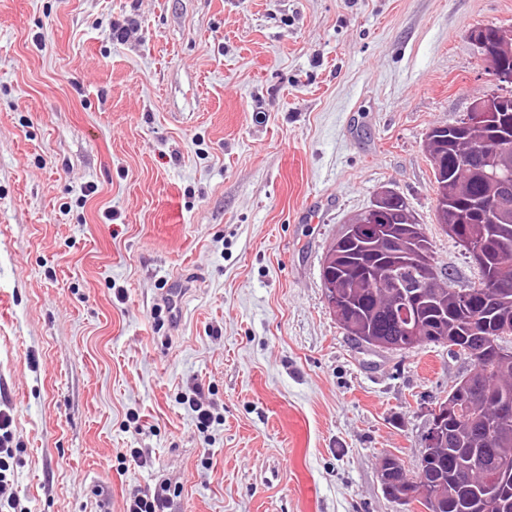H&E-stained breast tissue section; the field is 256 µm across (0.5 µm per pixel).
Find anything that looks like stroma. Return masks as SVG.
Here are the masks:
<instances>
[{
  "label": "stroma",
  "instance_id": "obj_1",
  "mask_svg": "<svg viewBox=\"0 0 512 512\" xmlns=\"http://www.w3.org/2000/svg\"><path fill=\"white\" fill-rule=\"evenodd\" d=\"M482 25L512 0H0L16 512H124L163 483L172 512H423L381 461L414 471L471 362L359 343L321 263L386 186L452 287L478 280L435 222L427 134L496 91ZM495 27H478L469 31V38L477 48L478 56L488 64H493L497 57V47L495 43L498 40L499 32ZM498 34V35H497ZM192 411L196 413V420L201 428H208L215 420L210 403L204 398L202 389L197 387L194 391V397L188 399Z\"/></svg>",
  "mask_w": 512,
  "mask_h": 512
}]
</instances>
